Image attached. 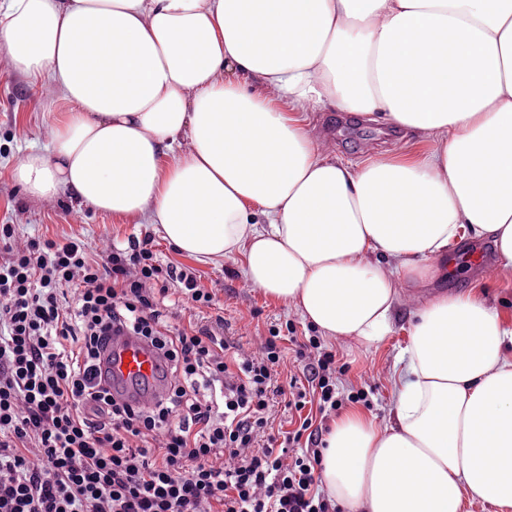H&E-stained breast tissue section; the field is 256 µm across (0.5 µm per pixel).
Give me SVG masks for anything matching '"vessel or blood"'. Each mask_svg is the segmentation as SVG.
I'll return each mask as SVG.
<instances>
[{"label":"vessel or blood","mask_w":512,"mask_h":512,"mask_svg":"<svg viewBox=\"0 0 512 512\" xmlns=\"http://www.w3.org/2000/svg\"><path fill=\"white\" fill-rule=\"evenodd\" d=\"M99 366L102 385L111 394L137 405L161 399L171 384L165 360L134 336L107 337Z\"/></svg>","instance_id":"vessel-or-blood-1"}]
</instances>
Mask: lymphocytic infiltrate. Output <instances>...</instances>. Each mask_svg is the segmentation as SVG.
I'll list each match as a JSON object with an SVG mask.
<instances>
[{
	"label": "lymphocytic infiltrate",
	"mask_w": 512,
	"mask_h": 512,
	"mask_svg": "<svg viewBox=\"0 0 512 512\" xmlns=\"http://www.w3.org/2000/svg\"><path fill=\"white\" fill-rule=\"evenodd\" d=\"M20 238L0 224V512H337L319 489L322 456L311 421L287 452L263 437L270 398L283 394L279 329L255 350L196 324L171 325L166 302L212 307L189 270L156 264L139 241L102 245ZM140 337L173 382L146 406L96 380L101 343ZM320 412L350 399L336 389V355L319 337L298 344Z\"/></svg>",
	"instance_id": "lymphocytic-infiltrate-1"
}]
</instances>
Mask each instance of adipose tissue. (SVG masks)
<instances>
[{
  "mask_svg": "<svg viewBox=\"0 0 512 512\" xmlns=\"http://www.w3.org/2000/svg\"><path fill=\"white\" fill-rule=\"evenodd\" d=\"M0 55L69 110L13 178L149 219L323 336L370 345L462 237L512 267V0H6ZM324 110L428 142L353 163ZM385 424L332 423L347 512H512V327L475 289L415 311Z\"/></svg>",
  "mask_w": 512,
  "mask_h": 512,
  "instance_id": "adipose-tissue-1",
  "label": "adipose tissue"
}]
</instances>
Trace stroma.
<instances>
[{
  "instance_id": "obj_1",
  "label": "stroma",
  "mask_w": 512,
  "mask_h": 512,
  "mask_svg": "<svg viewBox=\"0 0 512 512\" xmlns=\"http://www.w3.org/2000/svg\"><path fill=\"white\" fill-rule=\"evenodd\" d=\"M66 104L48 81H30L14 72L0 57V224L16 225L19 235L55 241L82 240L90 251L99 252L109 240L124 248L131 237L152 234V250L159 264L183 265L195 269L203 288L212 292L215 305L204 310V323L211 326L216 316H223L221 336L244 348L256 346L270 328L292 324L297 338L313 335L315 328L298 311L265 295L247 284L238 262L225 260L201 263L179 254L168 245L151 224H132L106 213L79 205L63 195L51 201L27 198L11 177L16 161L28 147L48 143L49 125L55 113ZM316 137L327 141L337 155L358 158L393 148L417 154L424 145L414 136L390 128L382 121H371L342 112L316 113L313 122ZM452 271L434 281L436 291L457 292L468 288L485 290L503 321L512 326V269H496L486 275L475 269L459 251H452ZM413 308L401 304L394 314L390 333L376 344L365 346L351 340H330L326 346L336 354L341 394L372 387L371 405L366 415L385 422L392 407V393L397 360L409 343Z\"/></svg>"
}]
</instances>
